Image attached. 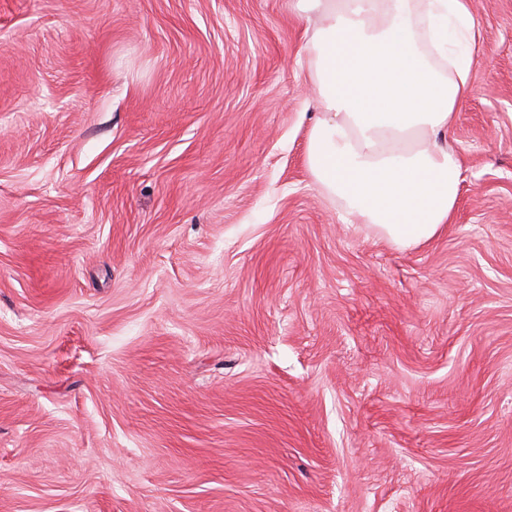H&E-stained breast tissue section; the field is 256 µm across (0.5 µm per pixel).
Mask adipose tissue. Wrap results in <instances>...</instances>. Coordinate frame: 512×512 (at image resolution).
Returning <instances> with one entry per match:
<instances>
[{
	"mask_svg": "<svg viewBox=\"0 0 512 512\" xmlns=\"http://www.w3.org/2000/svg\"><path fill=\"white\" fill-rule=\"evenodd\" d=\"M299 2L325 20L307 40L320 96L311 176L394 248L431 241L461 183L446 137L473 93L468 0Z\"/></svg>",
	"mask_w": 512,
	"mask_h": 512,
	"instance_id": "obj_1",
	"label": "adipose tissue"
}]
</instances>
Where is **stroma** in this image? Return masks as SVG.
Segmentation results:
<instances>
[{
  "label": "stroma",
  "mask_w": 512,
  "mask_h": 512,
  "mask_svg": "<svg viewBox=\"0 0 512 512\" xmlns=\"http://www.w3.org/2000/svg\"><path fill=\"white\" fill-rule=\"evenodd\" d=\"M450 224L306 165L297 0H0V512H512V0Z\"/></svg>",
  "instance_id": "obj_1"
}]
</instances>
